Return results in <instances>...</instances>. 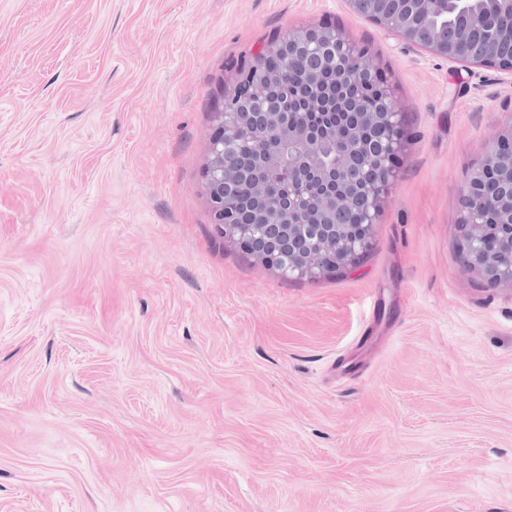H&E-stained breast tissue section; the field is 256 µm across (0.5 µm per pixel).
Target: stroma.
Returning a JSON list of instances; mask_svg holds the SVG:
<instances>
[{"instance_id": "35a3bbf8", "label": "stroma", "mask_w": 512, "mask_h": 512, "mask_svg": "<svg viewBox=\"0 0 512 512\" xmlns=\"http://www.w3.org/2000/svg\"><path fill=\"white\" fill-rule=\"evenodd\" d=\"M325 24L409 139L370 252L288 279L203 168L240 57ZM510 121L346 0H0V512H512V291L458 229ZM348 75L355 79H364L375 81L377 78V69L374 66L373 61L366 53L354 54L348 65L340 68L337 73V77L343 80Z\"/></svg>"}]
</instances>
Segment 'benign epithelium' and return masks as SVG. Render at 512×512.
<instances>
[{
  "instance_id": "benign-epithelium-1",
  "label": "benign epithelium",
  "mask_w": 512,
  "mask_h": 512,
  "mask_svg": "<svg viewBox=\"0 0 512 512\" xmlns=\"http://www.w3.org/2000/svg\"><path fill=\"white\" fill-rule=\"evenodd\" d=\"M350 11L404 43L430 55L463 66L495 68L512 74V60H502L486 53L475 58L460 59L448 47L444 29L431 20L430 0H399L390 10L379 7V0H346ZM465 11L472 24H482L483 17L477 7L478 0H448ZM288 37L296 44H309L318 50L334 47L342 41L339 32L328 26L288 31ZM349 76L374 81L377 69L365 53L351 57L348 65L340 68L337 77ZM288 71L259 69L252 75L237 80L233 90L225 96V110L214 115V131L210 139L204 169L205 190L211 207L213 223L227 239L240 244L245 253L255 261L277 269L283 276L297 279H315L322 274L353 266L372 241L373 223L381 213L394 181V159L403 142L394 140L382 155V161L364 174L369 181L370 223L362 225L357 238L349 237L340 225L334 223L336 211L350 205L351 197L336 189L315 199L320 210L321 223L309 224L304 209L306 192L297 184L288 186L294 208L272 201L269 188L283 183L290 169L310 167L321 182L336 180L349 165V153L340 152L326 163L318 161L319 144L303 126L283 128V113L268 106L271 88L288 81ZM307 108L315 111L329 101L333 92L325 87L318 73L307 77ZM360 115V123L349 127L346 139L357 144L362 128L395 129L400 123V112L395 99L388 94L375 106L361 101L353 104ZM255 135L259 143L254 172L247 174L226 159L227 153L243 137ZM496 168L501 181L512 182V122L502 125L493 133L485 157L476 163L467 175L460 191L466 199L458 221L464 265L478 270L492 288L512 290V233L497 250H488L483 244L487 225L481 214L488 205L500 213L512 217V193H505L489 202L472 195V188L490 168ZM248 182L255 197L252 223L238 224L224 210L225 195ZM274 228L281 237L293 243L304 241L299 248L288 249L275 244L262 243L256 236L258 228Z\"/></svg>"
}]
</instances>
